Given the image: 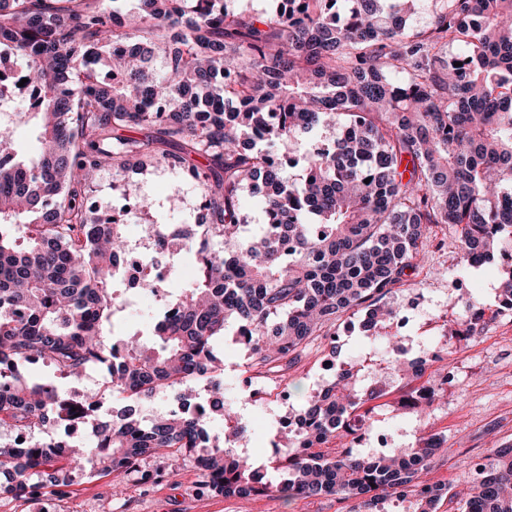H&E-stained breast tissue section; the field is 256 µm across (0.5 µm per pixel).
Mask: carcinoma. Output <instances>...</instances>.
Returning <instances> with one entry per match:
<instances>
[{
	"mask_svg": "<svg viewBox=\"0 0 512 512\" xmlns=\"http://www.w3.org/2000/svg\"><path fill=\"white\" fill-rule=\"evenodd\" d=\"M287 2L257 19L224 0H138L130 18L107 0H0V52L25 60L39 93L18 118L36 124L42 145L25 161L0 132V364H13L0 372V429L77 421L96 441L82 451L65 436L1 445L14 497L61 494L78 472H128L165 450L176 465L192 459L224 496L373 503L414 487L408 512H437L425 476L441 436L377 456L287 454L277 480L259 478L233 444L248 426L225 412L217 346L230 339L252 365L276 369L347 313L379 333L396 311L386 299L425 261L438 224L455 227L466 273L512 243V0H435L421 28L411 20L429 0ZM450 45L465 51L458 67ZM152 60L167 76L149 72ZM126 127L145 135L119 134ZM279 141L291 144L286 159L259 146ZM142 158L191 178L208 211L181 236L173 224L158 231L170 259H194L196 277L172 295L149 346L108 340L124 224L86 205L99 171ZM257 187L265 221L252 232L241 200ZM498 284L496 304L472 295L465 306L512 308V265ZM401 355L389 356L397 374L416 373ZM36 360L64 378L104 366L111 386L64 391L20 371ZM200 382L215 396L208 418L183 392ZM172 390L181 410L144 412ZM383 394L377 375L358 387L340 374L299 409L303 430L278 438L320 445ZM110 396L125 406L103 425ZM215 417L222 437L209 429ZM463 501V512H512V446L493 450Z\"/></svg>",
	"mask_w": 512,
	"mask_h": 512,
	"instance_id": "cac0c4a2",
	"label": "carcinoma"
}]
</instances>
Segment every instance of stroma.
Returning a JSON list of instances; mask_svg holds the SVG:
<instances>
[{
  "label": "stroma",
  "instance_id": "35a3bbf8",
  "mask_svg": "<svg viewBox=\"0 0 512 512\" xmlns=\"http://www.w3.org/2000/svg\"><path fill=\"white\" fill-rule=\"evenodd\" d=\"M138 195L153 199L149 218L157 225L195 224L204 213L196 187L185 182L181 173L150 161L120 176L101 171L87 193L89 203L123 214L125 236L133 242L140 239L141 217L134 211ZM456 263L449 249H431L424 267L410 275L401 294L425 295L449 325H457L464 306L453 286L459 277ZM161 306L156 300L117 313L113 339L134 334L149 338L153 316ZM344 326V321H337L332 336L312 337L300 359L284 373L266 374L267 387L286 391L289 406L298 408L320 391L319 363L328 353H335L340 361L369 352L386 359L384 340L347 338ZM429 370L449 371L454 384L419 421L423 433L442 436L447 448L428 479L447 484L455 494L464 488L476 459L512 442V311L487 315L476 335L456 336L448 360L431 362ZM117 480L125 487L124 495L118 497L112 494ZM0 512H340V508L332 495L226 497L206 489L205 478L192 461L175 468L167 457L155 455L134 472L77 475L63 497L46 492L23 499L0 495Z\"/></svg>",
  "mask_w": 512,
  "mask_h": 512
}]
</instances>
